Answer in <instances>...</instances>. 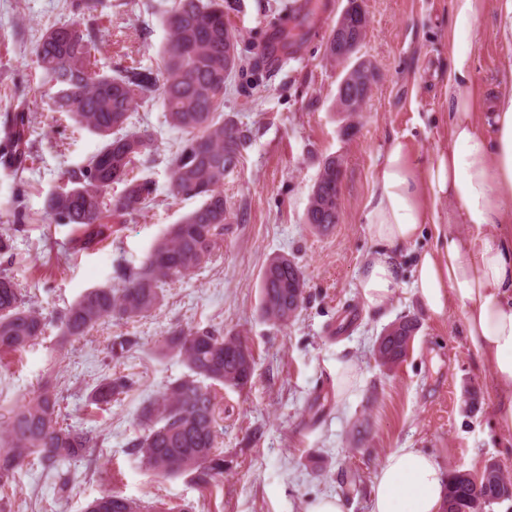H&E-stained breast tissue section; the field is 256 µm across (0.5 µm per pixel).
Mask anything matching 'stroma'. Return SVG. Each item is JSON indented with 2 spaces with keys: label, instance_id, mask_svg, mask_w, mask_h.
<instances>
[{
  "label": "stroma",
  "instance_id": "stroma-1",
  "mask_svg": "<svg viewBox=\"0 0 512 512\" xmlns=\"http://www.w3.org/2000/svg\"><path fill=\"white\" fill-rule=\"evenodd\" d=\"M70 2L0 0V122L26 102L33 143L23 172L0 167V224L11 223L16 206L26 214L12 256H0V271L18 281L48 322L35 344L0 358V428L48 384L67 423L91 430L98 444L88 462L18 469L0 487L4 512H84L110 491L182 512H305L321 495L340 497L345 512H369L373 477L396 448L421 449L447 472L476 473L494 462L512 474V428L496 418L498 388L463 334L462 308L432 314L410 286L417 256L435 244L434 229L403 248L405 285L384 309L367 308L356 288L360 266L375 249L366 203L392 141L404 142L422 165L448 146L451 0H364L369 25L356 57L373 64L377 78L354 117L336 104L346 70L326 58L328 38L314 35L316 18L289 19L291 0H243L229 16L241 66L224 96L225 119L250 132L239 166L224 181L227 205L241 219L220 256L167 286L150 316L105 321L77 341L62 338L59 314L89 289L118 285V268L139 267L155 241L200 201L170 191V162L186 134L166 122L155 101L130 116L131 126L157 133L158 150L146 170L157 191L146 215L113 222L88 245L75 225L48 215L46 198L63 173L85 166L101 146L99 137L50 111L53 89L33 55L47 28L78 21ZM165 7L166 0H101L109 23L97 69L136 63L159 70ZM466 41L481 122L512 59V42L500 35L498 0H486ZM288 42L298 46L297 57L264 78L253 76L254 57ZM329 156L343 160L339 218L319 233L305 213ZM278 253L295 256L307 280L306 303L285 326L259 312L260 273ZM405 315L418 321L409 354L393 368L380 366L374 342ZM177 326L240 334L256 360L250 386L215 389L224 474L206 491L189 474L157 473L131 450L143 433L142 407L188 373L162 347ZM119 334L135 344L116 361L108 344ZM345 363L355 367L356 379L343 390L336 368ZM114 373L129 375L132 390L96 407L92 389ZM62 472L72 479L67 494L60 491Z\"/></svg>",
  "mask_w": 512,
  "mask_h": 512
}]
</instances>
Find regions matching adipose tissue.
Listing matches in <instances>:
<instances>
[{
  "instance_id": "ef3b65f1",
  "label": "adipose tissue",
  "mask_w": 512,
  "mask_h": 512,
  "mask_svg": "<svg viewBox=\"0 0 512 512\" xmlns=\"http://www.w3.org/2000/svg\"><path fill=\"white\" fill-rule=\"evenodd\" d=\"M484 0H451L458 43L448 69V149L420 167L401 141H394L374 176L367 232L376 241L356 280L368 308L386 304L403 284L400 248L416 241L425 225H439L431 200L448 196V233L440 246L422 252L412 286L436 315L456 303L463 330L478 358L491 367L500 393L499 423L512 427V93L498 96L488 112L491 131L473 120L471 51L462 45ZM498 225L496 235L481 234ZM447 479L427 453L390 452L374 476L370 512H440Z\"/></svg>"
}]
</instances>
